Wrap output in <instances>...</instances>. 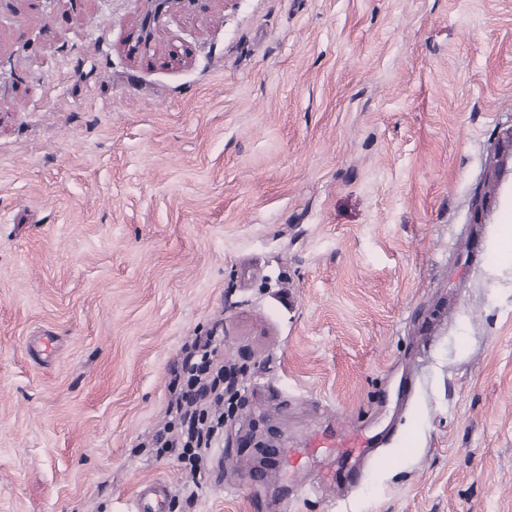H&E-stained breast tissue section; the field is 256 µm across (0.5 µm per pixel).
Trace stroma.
<instances>
[{
    "label": "stroma",
    "mask_w": 512,
    "mask_h": 512,
    "mask_svg": "<svg viewBox=\"0 0 512 512\" xmlns=\"http://www.w3.org/2000/svg\"><path fill=\"white\" fill-rule=\"evenodd\" d=\"M0 61V512H512V0H12ZM200 335L193 470L144 445ZM168 489L162 482H153L139 491L135 512H166Z\"/></svg>",
    "instance_id": "1"
}]
</instances>
